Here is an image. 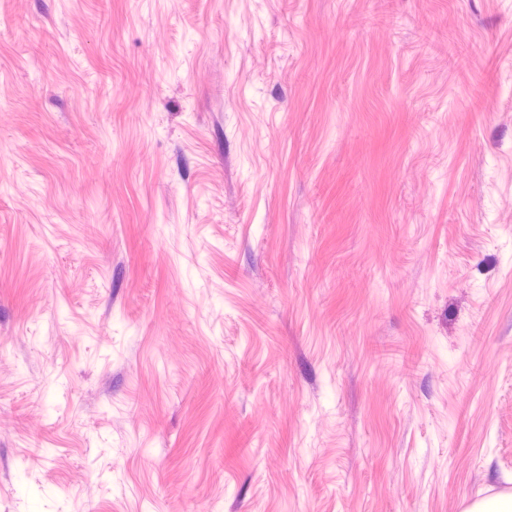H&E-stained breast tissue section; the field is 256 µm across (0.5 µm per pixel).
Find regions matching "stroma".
<instances>
[{
  "mask_svg": "<svg viewBox=\"0 0 512 512\" xmlns=\"http://www.w3.org/2000/svg\"><path fill=\"white\" fill-rule=\"evenodd\" d=\"M512 512V0H0V512Z\"/></svg>",
  "mask_w": 512,
  "mask_h": 512,
  "instance_id": "obj_1",
  "label": "stroma"
}]
</instances>
